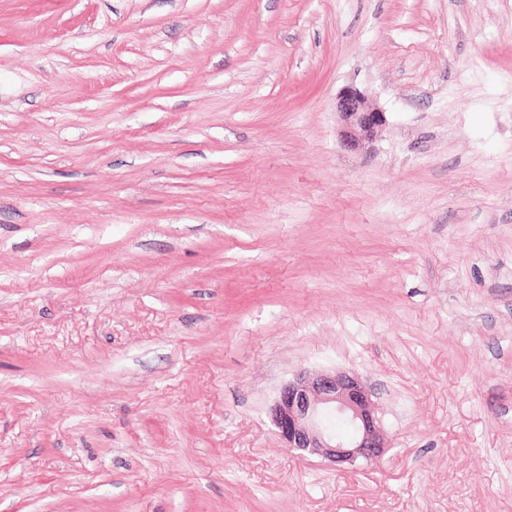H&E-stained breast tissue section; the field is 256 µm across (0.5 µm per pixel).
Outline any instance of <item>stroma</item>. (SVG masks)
<instances>
[{
  "label": "stroma",
  "mask_w": 512,
  "mask_h": 512,
  "mask_svg": "<svg viewBox=\"0 0 512 512\" xmlns=\"http://www.w3.org/2000/svg\"><path fill=\"white\" fill-rule=\"evenodd\" d=\"M0 512H512V0H0ZM336 111L341 121L342 144L349 149L375 137L387 122L385 112L373 107L356 87H348L339 95ZM327 413L343 416L352 434L341 438L330 431L323 422ZM270 414L288 448L338 468L371 465L388 449L372 394L354 372L301 371L280 388Z\"/></svg>",
  "instance_id": "stroma-1"
}]
</instances>
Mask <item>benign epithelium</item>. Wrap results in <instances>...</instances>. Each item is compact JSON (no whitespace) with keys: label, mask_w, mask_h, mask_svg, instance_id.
<instances>
[{"label":"benign epithelium","mask_w":512,"mask_h":512,"mask_svg":"<svg viewBox=\"0 0 512 512\" xmlns=\"http://www.w3.org/2000/svg\"><path fill=\"white\" fill-rule=\"evenodd\" d=\"M342 144L356 148L375 137L386 125V114L373 107L356 87L338 97ZM327 413L343 416L352 434L341 438L323 422ZM278 435L302 455H316L338 468L371 465L388 446L372 394L361 378L350 371H301L285 383L270 407Z\"/></svg>","instance_id":"7a95c632"}]
</instances>
